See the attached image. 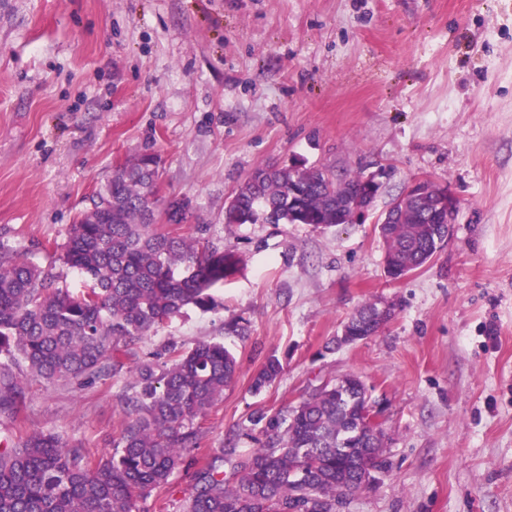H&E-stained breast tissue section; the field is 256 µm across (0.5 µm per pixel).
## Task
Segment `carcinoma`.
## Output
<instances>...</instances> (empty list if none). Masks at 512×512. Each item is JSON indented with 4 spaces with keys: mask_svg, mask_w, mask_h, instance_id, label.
Returning <instances> with one entry per match:
<instances>
[{
    "mask_svg": "<svg viewBox=\"0 0 512 512\" xmlns=\"http://www.w3.org/2000/svg\"><path fill=\"white\" fill-rule=\"evenodd\" d=\"M145 150L117 167L96 193L95 210L68 231L61 260L86 285L72 294L54 268L21 261L0 242V416L15 421L26 401L17 372L46 382L106 375L127 356L124 341L145 336L194 305L208 308L213 287L236 277L241 260L230 250L196 247L159 229L183 224L188 203L150 192L159 171ZM361 176L325 182L312 168L256 169L233 193L226 224L340 223L336 197L355 194ZM384 269L393 279L431 261L445 243L433 198L382 225ZM371 305L348 324L371 323ZM168 359L145 358L130 369L125 404L131 419L112 454L91 458L58 434L34 432L19 447L0 448V512H139L138 502L166 489L184 459L200 448L195 420L224 399L236 381V357L217 342L183 349ZM283 372L269 357L255 375L259 392ZM368 388L352 375L331 380L274 413L251 417L257 447L234 443L205 455L181 512H336V502L361 486L356 459L387 472L384 433L364 423Z\"/></svg>",
    "mask_w": 512,
    "mask_h": 512,
    "instance_id": "obj_1",
    "label": "carcinoma"
}]
</instances>
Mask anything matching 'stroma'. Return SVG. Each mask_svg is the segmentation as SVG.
<instances>
[{"label":"stroma","mask_w":512,"mask_h":512,"mask_svg":"<svg viewBox=\"0 0 512 512\" xmlns=\"http://www.w3.org/2000/svg\"><path fill=\"white\" fill-rule=\"evenodd\" d=\"M149 149L179 234L234 251L242 271L129 343L106 377L20 373L22 423L95 459L129 418V369L167 344L219 342L239 369L197 422L201 452L254 448L250 416L355 374L384 406L390 471L349 512H512V0H0V241L53 266L116 166ZM295 161L384 171L358 224H226L252 171ZM458 198L452 236L404 279L384 273L376 220L409 183ZM396 306L377 335L334 345L364 303ZM243 320L246 335L228 330ZM282 375L251 388L268 356ZM196 467L140 512H180Z\"/></svg>","instance_id":"35a3bbf8"}]
</instances>
